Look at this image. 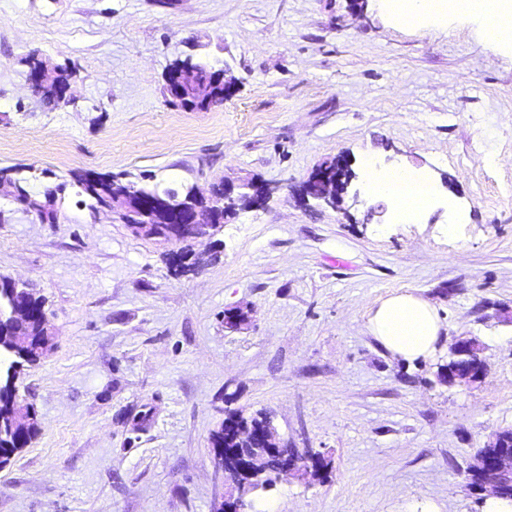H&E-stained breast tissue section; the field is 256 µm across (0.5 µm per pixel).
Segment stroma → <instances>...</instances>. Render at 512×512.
Returning a JSON list of instances; mask_svg holds the SVG:
<instances>
[{
  "label": "stroma",
  "mask_w": 512,
  "mask_h": 512,
  "mask_svg": "<svg viewBox=\"0 0 512 512\" xmlns=\"http://www.w3.org/2000/svg\"><path fill=\"white\" fill-rule=\"evenodd\" d=\"M480 26L401 24L380 0H0V168L57 191L52 224L0 194V274L52 326L16 381L39 432L0 470V512H217L210 438L231 409L270 413L325 462L281 476L276 512H481L464 472L512 428V51ZM31 53L74 69L68 103L33 92ZM188 55L237 79L223 105L169 104ZM338 155L358 205L302 201ZM369 158L434 180L436 199L404 219ZM87 172L274 194L193 242L205 263L177 276L172 245L96 210ZM404 291L446 321L432 358L393 359L366 328ZM234 308L248 319L231 328ZM463 337L486 372L451 386Z\"/></svg>",
  "instance_id": "obj_1"
}]
</instances>
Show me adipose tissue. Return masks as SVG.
<instances>
[{"label": "adipose tissue", "mask_w": 512, "mask_h": 512, "mask_svg": "<svg viewBox=\"0 0 512 512\" xmlns=\"http://www.w3.org/2000/svg\"><path fill=\"white\" fill-rule=\"evenodd\" d=\"M488 27L483 34L491 43L512 49V0H483ZM380 194L389 196L407 218L422 211L436 193L435 183L417 186L410 170H393L373 178ZM445 323L437 308L423 297L409 293L394 294L377 303L370 311L368 330L394 358L407 362L434 356L442 339Z\"/></svg>", "instance_id": "ef3b65f1"}]
</instances>
